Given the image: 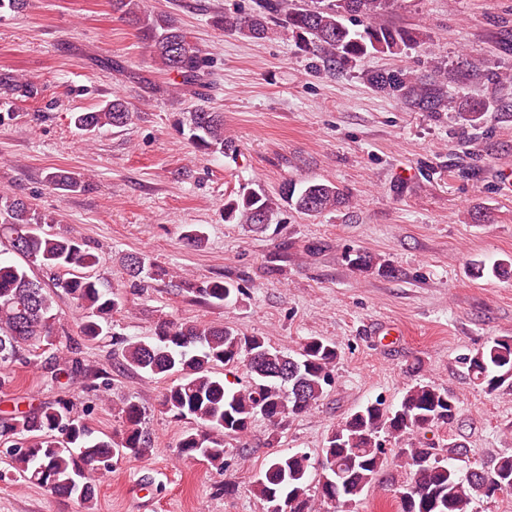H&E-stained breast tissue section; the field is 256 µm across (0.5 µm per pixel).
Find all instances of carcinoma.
<instances>
[{
	"label": "carcinoma",
	"mask_w": 512,
	"mask_h": 512,
	"mask_svg": "<svg viewBox=\"0 0 512 512\" xmlns=\"http://www.w3.org/2000/svg\"><path fill=\"white\" fill-rule=\"evenodd\" d=\"M142 0H112V12L138 26L159 70L181 78L183 89L201 97L210 75L209 62L169 14L141 8ZM254 0L249 12H226L214 26L244 38L264 40L278 30L292 33L300 49L332 75L353 63L377 54L398 55L420 43V32L381 20L389 0ZM471 67L483 72L487 82L500 83L506 76L483 57ZM447 64L437 61L426 73L397 70H365L362 79L372 89L395 99L412 112L448 111ZM0 90L19 102L35 101L42 89L22 75L0 74ZM488 112L512 116V101L463 98L459 120L471 127L481 124ZM132 112L114 98L93 112L73 113L82 130L122 127ZM189 141L203 153L233 149L224 138V113L205 104L189 111ZM54 189L76 191L85 183L64 171L47 175ZM314 216L349 205V195L333 183L310 181L281 187L279 199L264 192L247 191L224 202V220H236L258 229L268 226L278 202ZM51 214L36 211L21 197L0 192V238L29 266L69 277L55 278L50 286L32 278L27 269L0 260V390L14 377L8 366L41 356L39 350L56 335L57 299H71L83 316L80 336L88 342L107 337L121 345L123 367L135 373L169 378L161 399L162 409L174 418L192 419L200 428L187 431L177 448L180 455L200 457L222 470L228 451L224 437L247 434L261 418L274 429L310 412L320 401L340 356L336 343L321 337L305 339L298 349L281 351L259 336H242L224 325L160 318L149 336L124 337L112 332V319L124 307L121 294L100 280L82 273L99 263L78 239L48 234L43 225L55 224ZM355 270L372 269L389 274L388 265L361 253L347 256ZM127 279L139 286L162 278L167 271L140 254L123 257ZM234 285L215 279L195 292L205 300L224 303ZM254 352L256 358L246 360ZM472 382L488 392L512 388V336H500L461 357ZM241 364L249 384L240 389L225 386L216 371L219 365ZM123 428L119 441L93 435L77 411V404L61 400L28 411L14 410L0 416V436L20 437L10 451V467L23 480L61 497H74L90 508L96 491L95 474L112 468L119 454L145 456L151 440L143 427L144 411L130 400L120 401ZM456 398L433 382L416 381L405 388L400 404L389 409L377 399L349 415L328 433L318 457L297 451L276 456L256 480V493L268 510L274 502L288 512H313V502L353 505L383 468L388 448L393 449L408 480L407 496L399 498L400 512H473L478 497L492 499L512 491V454L503 453L479 462L475 470L460 474L449 460L467 453L460 443L420 441L409 448L400 444L408 436L456 421ZM318 473V480L312 474Z\"/></svg>",
	"instance_id": "obj_1"
}]
</instances>
